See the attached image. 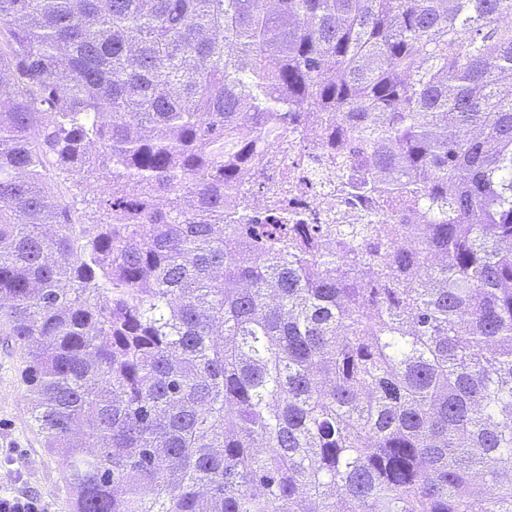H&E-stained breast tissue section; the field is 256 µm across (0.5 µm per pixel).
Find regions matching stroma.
I'll return each mask as SVG.
<instances>
[{
    "instance_id": "35a3bbf8",
    "label": "stroma",
    "mask_w": 512,
    "mask_h": 512,
    "mask_svg": "<svg viewBox=\"0 0 512 512\" xmlns=\"http://www.w3.org/2000/svg\"><path fill=\"white\" fill-rule=\"evenodd\" d=\"M21 369L18 352L0 342V491L36 497L49 512H70L62 467L32 421Z\"/></svg>"
}]
</instances>
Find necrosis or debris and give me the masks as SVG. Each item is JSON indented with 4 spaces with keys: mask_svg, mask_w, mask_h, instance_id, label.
<instances>
[{
    "mask_svg": "<svg viewBox=\"0 0 512 512\" xmlns=\"http://www.w3.org/2000/svg\"><path fill=\"white\" fill-rule=\"evenodd\" d=\"M327 125L315 122L289 130L265 148L262 165L244 170L231 190V197L258 199L261 192L280 186L282 175H290L292 191L288 208L302 224H416L419 216L401 209L398 203L381 205L367 197L342 199L336 194L338 181L358 174L361 163L355 156L326 145Z\"/></svg>",
    "mask_w": 512,
    "mask_h": 512,
    "instance_id": "4bbe7bcc",
    "label": "necrosis or debris"
}]
</instances>
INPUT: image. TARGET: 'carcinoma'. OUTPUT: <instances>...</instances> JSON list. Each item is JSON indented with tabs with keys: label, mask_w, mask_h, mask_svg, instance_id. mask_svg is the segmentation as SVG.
I'll list each match as a JSON object with an SVG mask.
<instances>
[{
	"label": "carcinoma",
	"mask_w": 512,
	"mask_h": 512,
	"mask_svg": "<svg viewBox=\"0 0 512 512\" xmlns=\"http://www.w3.org/2000/svg\"><path fill=\"white\" fill-rule=\"evenodd\" d=\"M0 0V335L72 512H512V0ZM311 112L429 224L224 213Z\"/></svg>",
	"instance_id": "cac0c4a2"
}]
</instances>
